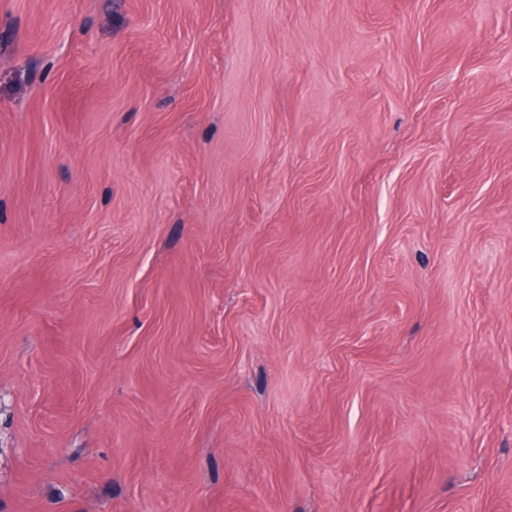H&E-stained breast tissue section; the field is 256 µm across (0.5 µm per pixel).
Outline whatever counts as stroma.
Returning a JSON list of instances; mask_svg holds the SVG:
<instances>
[{"label":"stroma","mask_w":512,"mask_h":512,"mask_svg":"<svg viewBox=\"0 0 512 512\" xmlns=\"http://www.w3.org/2000/svg\"><path fill=\"white\" fill-rule=\"evenodd\" d=\"M0 512H512V0H0Z\"/></svg>","instance_id":"1"}]
</instances>
